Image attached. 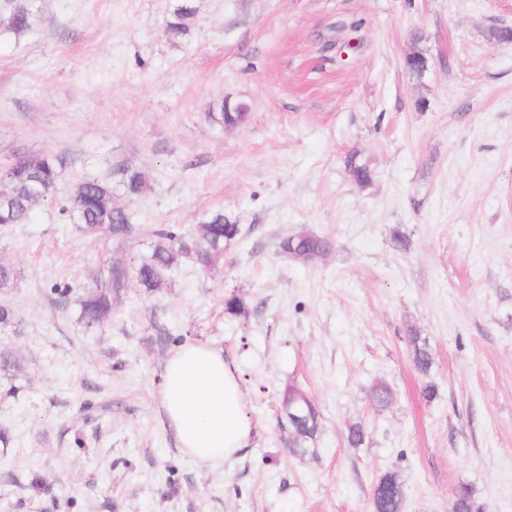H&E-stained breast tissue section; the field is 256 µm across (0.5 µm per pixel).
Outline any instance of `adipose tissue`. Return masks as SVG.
<instances>
[{
    "mask_svg": "<svg viewBox=\"0 0 512 512\" xmlns=\"http://www.w3.org/2000/svg\"><path fill=\"white\" fill-rule=\"evenodd\" d=\"M160 404L180 450L201 464L222 466L250 445L253 424L238 371L209 343L189 341L171 354Z\"/></svg>",
    "mask_w": 512,
    "mask_h": 512,
    "instance_id": "1",
    "label": "adipose tissue"
}]
</instances>
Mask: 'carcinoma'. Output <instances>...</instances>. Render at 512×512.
<instances>
[{
	"label": "carcinoma",
	"mask_w": 512,
	"mask_h": 512,
	"mask_svg": "<svg viewBox=\"0 0 512 512\" xmlns=\"http://www.w3.org/2000/svg\"><path fill=\"white\" fill-rule=\"evenodd\" d=\"M194 17V7L185 0L170 14L166 35L172 39L189 35ZM209 117L216 124L234 127L247 119L248 108L244 103H236L221 112L209 113ZM59 166L60 158L52 152H23L16 156L8 189L0 194V225L26 224L38 205L59 199L61 211L81 233L95 236L107 229L114 235L128 234L130 215L114 203L109 180H86L65 193L59 187ZM346 168L360 184L371 179L368 165L354 154L347 157ZM123 184L126 193L132 196L147 190L141 173L133 169L125 170ZM241 235L238 219L222 210L208 214L206 220L190 233L175 225L156 228L152 231L155 242L150 259L134 267L136 284L152 292L167 287L166 272L184 259H191L208 271L219 264L224 250ZM277 249L288 260L309 264L313 258L327 254L331 243L316 234L306 237L294 234L282 238ZM128 282L129 270L121 264L112 263L98 273L92 284L85 288L82 299L80 319L85 326L99 325L111 317L112 296L126 288ZM409 343L415 366L422 374H428L432 367L428 345L416 332L409 336ZM391 399L392 392L387 385L372 387L370 401L375 406L384 408ZM282 411L283 425L288 432V451L299 457L315 454V448L309 443L316 441L321 415L314 402L302 389L291 384L283 391ZM381 479L387 482V492L372 496V512H402L403 488L398 475L387 472ZM454 504L455 512H482L473 488L467 485L457 487Z\"/></svg>",
	"instance_id": "obj_1"
}]
</instances>
